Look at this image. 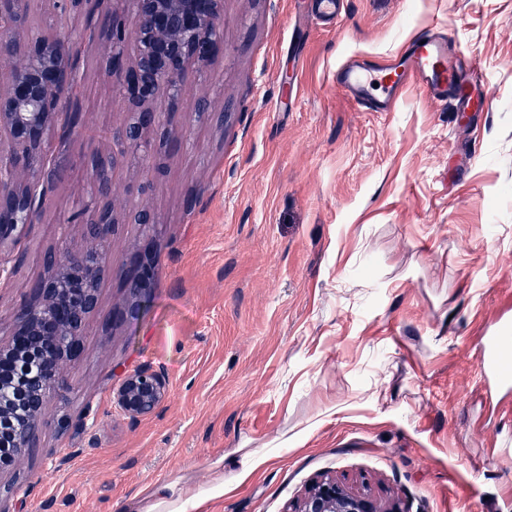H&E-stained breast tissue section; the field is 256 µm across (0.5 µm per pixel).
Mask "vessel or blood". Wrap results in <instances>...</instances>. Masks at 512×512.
Returning <instances> with one entry per match:
<instances>
[{"instance_id": "vessel-or-blood-1", "label": "vessel or blood", "mask_w": 512, "mask_h": 512, "mask_svg": "<svg viewBox=\"0 0 512 512\" xmlns=\"http://www.w3.org/2000/svg\"><path fill=\"white\" fill-rule=\"evenodd\" d=\"M479 64L461 59L447 37L429 28L408 41L395 54L366 59L355 57L336 71V82L353 102L369 112H389L409 84L419 85L434 102H453L460 112H483L488 95L476 83ZM382 95H373L374 87ZM481 376L498 386L512 384V322L502 320L485 336L481 353Z\"/></svg>"}]
</instances>
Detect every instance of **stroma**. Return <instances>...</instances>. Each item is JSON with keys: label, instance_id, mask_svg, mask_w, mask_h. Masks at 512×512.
Masks as SVG:
<instances>
[{"label": "stroma", "instance_id": "1", "mask_svg": "<svg viewBox=\"0 0 512 512\" xmlns=\"http://www.w3.org/2000/svg\"><path fill=\"white\" fill-rule=\"evenodd\" d=\"M80 116L56 145L52 192L0 288L13 328L45 253L88 241L92 160L125 119L107 41L81 43ZM445 31L480 65L487 111L409 87L364 112L337 87L351 55L397 53ZM212 79H189L177 136L117 168L112 264L48 401L36 446L0 471V512H128L147 486L202 495L196 512H286L318 475L368 488L380 508L512 512V386L486 392L480 339L512 297V0H224ZM211 114L196 116L200 99ZM150 208L149 308L113 322ZM163 372L152 415L118 414L126 373ZM69 426H61V419Z\"/></svg>", "mask_w": 512, "mask_h": 512}]
</instances>
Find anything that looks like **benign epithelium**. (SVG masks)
Instances as JSON below:
<instances>
[{
	"mask_svg": "<svg viewBox=\"0 0 512 512\" xmlns=\"http://www.w3.org/2000/svg\"><path fill=\"white\" fill-rule=\"evenodd\" d=\"M89 17L111 21L107 31L87 22L85 34L106 35L110 50L106 75L113 92L126 102L127 118L112 130V168L124 155L158 153L152 137L165 125L151 105L163 95L171 107L181 101L189 71L206 74L221 39L223 0H131L134 51L126 50V25L114 0H89ZM29 0H0V252L20 243L23 229L37 221L35 203L51 191L46 168L58 128L66 136L76 124L78 49L71 39L25 30ZM147 229L133 257L126 288L133 301L118 316L138 317L154 280L155 224L149 209L135 214ZM112 224L107 206L94 208L85 222L90 246L82 253L65 249L46 257L49 274L34 288V299L20 313L10 339L0 342V469L16 464L35 447L48 397L55 391V367L75 365L82 356L81 336L98 306L101 274L112 262ZM168 391L165 376L149 367L127 374L113 389L121 416L135 421L154 412ZM293 512H379L373 497L334 477L316 480Z\"/></svg>",
	"mask_w": 512,
	"mask_h": 512,
	"instance_id": "benign-epithelium-1",
	"label": "benign epithelium"
}]
</instances>
